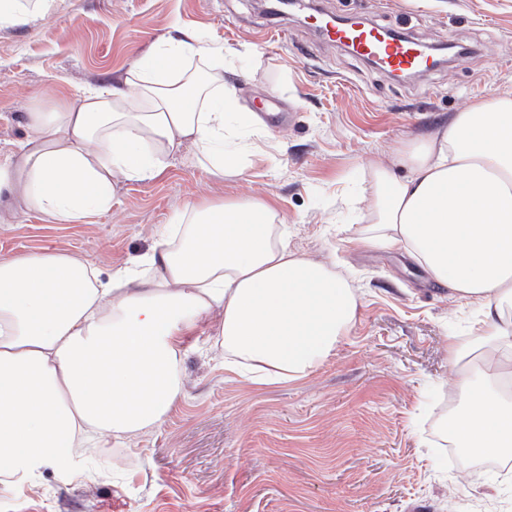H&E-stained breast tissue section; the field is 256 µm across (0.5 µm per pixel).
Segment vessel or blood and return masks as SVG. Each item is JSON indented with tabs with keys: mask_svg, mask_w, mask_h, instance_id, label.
Wrapping results in <instances>:
<instances>
[{
	"mask_svg": "<svg viewBox=\"0 0 512 512\" xmlns=\"http://www.w3.org/2000/svg\"><path fill=\"white\" fill-rule=\"evenodd\" d=\"M325 34L329 40L349 46L358 55L379 57L390 73L418 70L426 65L418 43L404 38L382 40L378 29L372 27L354 29L336 25L326 29Z\"/></svg>",
	"mask_w": 512,
	"mask_h": 512,
	"instance_id": "b4317fda",
	"label": "vessel or blood"
}]
</instances>
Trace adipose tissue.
Instances as JSON below:
<instances>
[{
    "mask_svg": "<svg viewBox=\"0 0 512 512\" xmlns=\"http://www.w3.org/2000/svg\"><path fill=\"white\" fill-rule=\"evenodd\" d=\"M226 55L188 32L168 36L78 108L26 113L24 140L0 158V209L81 223L186 145L219 178L253 164L261 122L225 81ZM196 58L206 71L191 69ZM404 160L402 179L369 166L370 229L477 307L484 343L458 380L463 411L447 431L473 455L511 457L512 399L500 384L512 370V91L453 113ZM356 308L335 264L289 250L287 225L257 200L184 204L150 253L106 278L69 253L0 260V475L73 473L92 436L160 425L181 392L183 340L204 321L225 368L267 385L308 376Z\"/></svg>",
    "mask_w": 512,
    "mask_h": 512,
    "instance_id": "obj_1",
    "label": "adipose tissue"
}]
</instances>
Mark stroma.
<instances>
[{"mask_svg": "<svg viewBox=\"0 0 512 512\" xmlns=\"http://www.w3.org/2000/svg\"><path fill=\"white\" fill-rule=\"evenodd\" d=\"M314 7L462 52L399 82L264 0H54L43 17L0 30L1 156L22 141L31 107H78L85 89L180 30L234 49L224 78L263 122L260 156L242 173L214 177L183 148L83 223L35 211L0 223V257L67 252L106 276L150 252L184 203L251 198L273 206L300 255L351 271L359 296L348 334L297 381L246 382L187 343L181 394L160 426L89 450L79 475L51 466L0 481V512H512V481L459 468L443 430L459 402L451 351L474 346V309L406 255L361 238L369 161L406 176L405 144L512 90V0Z\"/></svg>", "mask_w": 512, "mask_h": 512, "instance_id": "obj_1", "label": "stroma"}]
</instances>
